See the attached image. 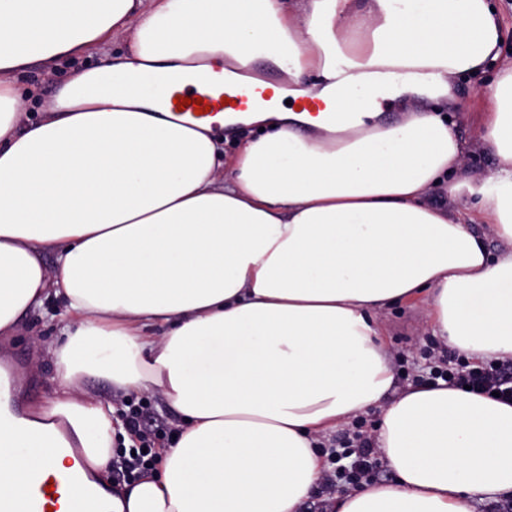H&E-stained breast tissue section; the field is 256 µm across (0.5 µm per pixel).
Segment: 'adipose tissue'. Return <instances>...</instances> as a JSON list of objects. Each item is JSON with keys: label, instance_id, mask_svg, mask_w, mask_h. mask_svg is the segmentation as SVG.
Returning a JSON list of instances; mask_svg holds the SVG:
<instances>
[{"label": "adipose tissue", "instance_id": "adipose-tissue-1", "mask_svg": "<svg viewBox=\"0 0 512 512\" xmlns=\"http://www.w3.org/2000/svg\"><path fill=\"white\" fill-rule=\"evenodd\" d=\"M496 13L493 0H0V340L49 299L65 307L52 394L21 411L0 377V491L25 492L32 449L75 448L100 497L61 487L71 512H301L321 437L378 409L395 477L335 495L333 512H473L512 494V403L396 389L380 320L420 301L468 360L512 361V31ZM260 59L283 73L271 99L203 122L136 89L166 75L190 92L202 74L255 88ZM496 59L480 126L496 166L479 175L438 109ZM36 63L69 72L34 120L20 81ZM306 96L322 110L285 104ZM386 101L401 121L379 122ZM236 126L263 133L228 160ZM91 377L110 398L87 395ZM140 393L181 429L160 468L112 486L115 446L133 443L117 405Z\"/></svg>", "mask_w": 512, "mask_h": 512}]
</instances>
